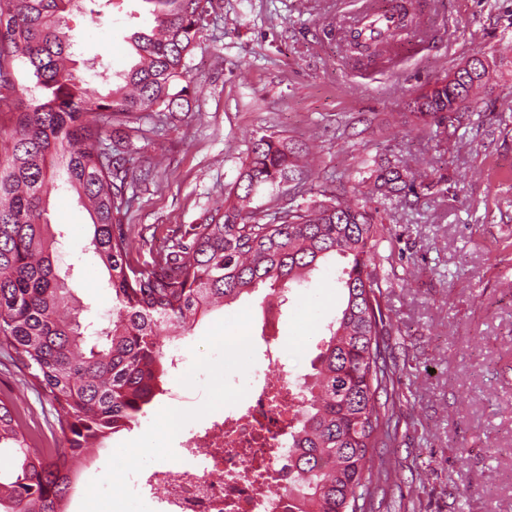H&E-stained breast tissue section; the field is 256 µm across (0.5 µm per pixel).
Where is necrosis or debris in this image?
<instances>
[{
	"mask_svg": "<svg viewBox=\"0 0 512 512\" xmlns=\"http://www.w3.org/2000/svg\"><path fill=\"white\" fill-rule=\"evenodd\" d=\"M286 357L276 343L264 353L263 370L244 367L234 379L249 405L215 411L208 427L188 431L181 461L155 457L126 470L131 500L152 495L163 512H281L273 493L285 484L288 431L305 397L301 385L275 376Z\"/></svg>",
	"mask_w": 512,
	"mask_h": 512,
	"instance_id": "obj_1",
	"label": "necrosis or debris"
}]
</instances>
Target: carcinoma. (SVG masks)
Wrapping results in <instances>:
<instances>
[{"mask_svg": "<svg viewBox=\"0 0 512 512\" xmlns=\"http://www.w3.org/2000/svg\"><path fill=\"white\" fill-rule=\"evenodd\" d=\"M154 25L131 40L139 61L119 75L79 66L65 14L95 20L100 0H0V102L17 92L16 63L39 96L14 103L8 145L0 153V338L27 370L31 385L54 409L55 448H32L14 403L0 398V452L16 470L0 476V512H67L66 503L90 448H104L129 431L163 391L166 345L191 333L202 317L269 285L283 305L292 285L307 281L318 263L347 260L337 282L345 300L328 325L305 375L308 398L288 432L285 512H364L371 451L395 435L394 404L378 402L394 388L381 307L385 281L377 266L379 227L365 206L340 196L305 205L283 199L294 181L296 147L263 136L254 142L238 182L245 194L215 210L150 263L128 259L129 211L124 154L144 112L167 119L188 103L189 65L206 0H144ZM407 10L370 11L362 26L343 28L355 49L377 48L408 30ZM109 86L87 94V78ZM469 71L443 80L414 103L420 121L438 126L458 120L471 104ZM113 127L108 150L97 143ZM373 191L399 202L414 180L385 159L364 165ZM61 186L90 215L88 249L106 270L112 312L89 316L73 292L72 266L59 259L60 234L48 219V200ZM272 188L269 221L245 211L244 201Z\"/></svg>", "mask_w": 512, "mask_h": 512, "instance_id": "cac0c4a2", "label": "carcinoma"}]
</instances>
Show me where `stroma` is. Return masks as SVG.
<instances>
[{
  "label": "stroma",
  "instance_id": "1",
  "mask_svg": "<svg viewBox=\"0 0 512 512\" xmlns=\"http://www.w3.org/2000/svg\"><path fill=\"white\" fill-rule=\"evenodd\" d=\"M414 6L413 34L360 61L327 32L352 20L354 0H208L188 57L190 109L166 125L144 115L133 139L129 259L151 261L168 238L220 208L256 139L302 145L289 185L297 202L341 192L376 209L383 226L381 302L398 364V426L392 443L372 453L369 512H512V0ZM67 23L80 37L76 60L98 57L116 73L134 63L130 37L153 18L142 0H118L99 21L75 11ZM471 56L495 64L496 75L451 141L414 119L412 101ZM375 157L411 166L421 188L408 204L369 198L361 170ZM48 217L66 234L62 256L75 269L76 297L106 314L108 275L87 249L93 226L76 194L54 191ZM345 264L328 258L289 292L278 334L290 378L309 373L342 305ZM267 291L211 313L173 343L193 366L166 383L192 390L196 401L153 407L108 450L155 442L175 455L180 424L206 427L208 394L243 366L225 337L249 338L257 354L265 348ZM0 397L14 399L32 447H52L50 403L1 348ZM80 477L87 487L75 512L159 510L154 498L129 500L103 453Z\"/></svg>",
  "mask_w": 512,
  "mask_h": 512
}]
</instances>
